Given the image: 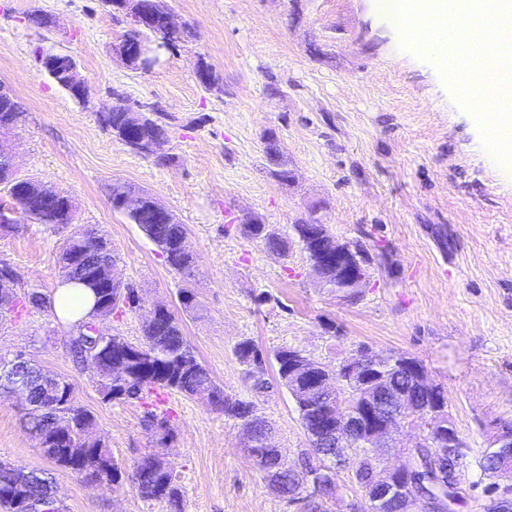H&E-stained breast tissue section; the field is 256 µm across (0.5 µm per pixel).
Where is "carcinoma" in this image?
<instances>
[{
    "label": "carcinoma",
    "mask_w": 512,
    "mask_h": 512,
    "mask_svg": "<svg viewBox=\"0 0 512 512\" xmlns=\"http://www.w3.org/2000/svg\"><path fill=\"white\" fill-rule=\"evenodd\" d=\"M112 119L102 127L112 136L122 141L130 149L138 146L139 140L155 147L153 154L167 160L162 155L167 142L165 127L149 122L137 129L136 134L124 133L121 105L113 106ZM19 110L14 97L0 96V124L9 123ZM26 181L12 182L8 190L9 204L18 206L26 201ZM72 199L58 200L43 210L35 223L52 226L68 224L72 220ZM128 219L140 226L145 235L158 246L166 256L171 267L189 276L192 272V253L186 230L175 221L171 224H157L148 214H130ZM241 231L247 237L262 240L266 247L276 253L285 254L292 243L306 247L304 243V222L292 225L293 237H284L276 230L257 219L241 225ZM116 257L112 250L103 245L102 237L79 232L70 237L68 244L59 257L62 282L72 281L88 286L89 279L107 278ZM95 308L93 317L104 319L119 318L134 311L130 306L131 292L121 287L112 288L107 293L94 288ZM11 310L21 312L26 308L42 310L48 308L49 298L37 290L16 294L11 299ZM71 353L92 367V375L103 396L109 400L145 401L156 391L176 390L189 396L201 392L208 393V402L224 413V418L240 425L249 423L261 427L268 424L257 413V405L252 400L232 399L224 395V390L213 380L209 370L198 359L194 347L187 340L181 320L172 311L157 322L145 325L142 329V341L137 344L126 341L121 336L112 337L104 347L93 346L87 330L70 340ZM291 348L281 347L272 355H267L252 341L244 340L237 344L236 354L246 367V375L253 381V390L263 394L271 389L265 378L266 360L275 361L280 384L288 386V354ZM374 361L368 366L369 374L384 375L388 386L407 394L413 412L410 419L420 422L426 428L424 443L413 449V466L417 489L442 501L445 508L460 500V493L452 490L448 479L434 468L438 464L437 443L439 431L428 415L432 400V391L417 382L411 375L390 362L392 352H373ZM21 368L31 384V396L28 410L24 411L23 422L35 434L43 453L61 468L69 469L80 476L89 486L100 482L103 472L112 470V481L126 479L136 495L144 502L165 504L167 512H183V494L178 484L172 463L165 453L155 451L142 457L128 473L112 459V450L101 439L84 448L83 437L93 431L94 416L87 410L75 405L73 388L67 381L42 372L29 360L21 363ZM337 395L315 394L307 403L296 408L303 431L317 430L328 417L336 418V405L352 409L358 405L353 388L345 381L337 380L333 385ZM255 450L261 452L262 459L257 469L262 477L273 476L278 487L277 495L286 501L301 499L308 504V512H328V503L337 501L340 473L347 471L358 487H363L371 463L366 460L368 450L357 445H349L350 453L345 464L326 470L331 448L322 447L307 440V448L300 453L297 461L290 462L276 453L273 448L262 447L263 432L257 430L252 435ZM512 466V456L504 455L500 448L488 444L478 461L481 472L498 466ZM23 474L17 469L0 461V512H17L12 502L6 498L12 485ZM28 493L36 502L51 497V481L46 473L31 470L28 473Z\"/></svg>",
    "instance_id": "carcinoma-1"
}]
</instances>
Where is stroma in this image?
Here are the masks:
<instances>
[{
	"label": "stroma",
	"instance_id": "stroma-1",
	"mask_svg": "<svg viewBox=\"0 0 512 512\" xmlns=\"http://www.w3.org/2000/svg\"><path fill=\"white\" fill-rule=\"evenodd\" d=\"M194 36L147 70L127 67L113 47L125 30L101 0H0V86L21 116L0 131L21 175L69 195L73 224L22 221L0 228V261L13 288L53 294L59 253L71 233L91 230L116 257V274L144 308L161 304L214 381L232 398L255 397L235 354L243 340L272 351L297 347L328 366L359 345L418 359L448 396L466 455L465 490L452 512H487L476 461L500 424L512 421V170L482 141L436 66L402 50L394 19L377 0H165ZM57 27L34 26L31 14ZM71 54L91 89L87 103L57 86L41 65L48 47ZM219 81L205 88L198 59ZM160 112L167 162L131 151L102 128L117 99ZM275 137L293 179L266 153ZM131 183L184 224L193 276L166 262L109 187ZM290 234L316 220L342 240L384 246L357 300L320 287L305 253L269 252L244 236L251 219ZM193 289L184 310L179 291ZM70 334L49 311L0 322V356L22 353L67 380L90 411L114 459L132 467L165 449L184 512H305L259 474L240 424L206 397L160 391L163 438L144 423L145 405L103 398L88 367L74 362ZM272 442L288 460L305 446L285 386L259 398ZM22 401L0 396V458L50 474L62 512H165L128 483L89 486L58 467L22 425Z\"/></svg>",
	"mask_w": 512,
	"mask_h": 512
}]
</instances>
